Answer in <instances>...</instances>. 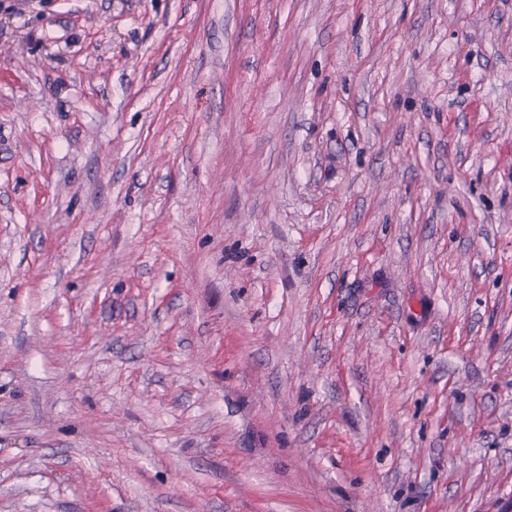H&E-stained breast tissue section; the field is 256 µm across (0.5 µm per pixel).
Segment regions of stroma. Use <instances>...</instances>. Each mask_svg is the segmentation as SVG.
I'll use <instances>...</instances> for the list:
<instances>
[{
  "label": "stroma",
  "instance_id": "stroma-1",
  "mask_svg": "<svg viewBox=\"0 0 512 512\" xmlns=\"http://www.w3.org/2000/svg\"><path fill=\"white\" fill-rule=\"evenodd\" d=\"M0 512H512V0H0Z\"/></svg>",
  "mask_w": 512,
  "mask_h": 512
}]
</instances>
